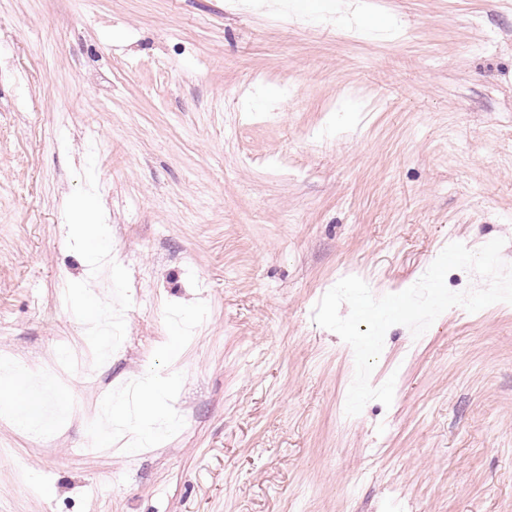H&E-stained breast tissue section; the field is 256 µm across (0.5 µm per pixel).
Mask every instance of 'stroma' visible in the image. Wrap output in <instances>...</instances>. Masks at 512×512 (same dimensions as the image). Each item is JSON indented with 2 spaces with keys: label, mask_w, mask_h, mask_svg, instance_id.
Listing matches in <instances>:
<instances>
[{
  "label": "stroma",
  "mask_w": 512,
  "mask_h": 512,
  "mask_svg": "<svg viewBox=\"0 0 512 512\" xmlns=\"http://www.w3.org/2000/svg\"><path fill=\"white\" fill-rule=\"evenodd\" d=\"M0 50V353L81 345L104 281L127 322L96 383L9 403L49 440L0 424V512H512V305L389 328L393 403L348 419L312 320L451 242L512 265V0H0ZM137 372L165 429L79 455Z\"/></svg>",
  "instance_id": "1"
}]
</instances>
